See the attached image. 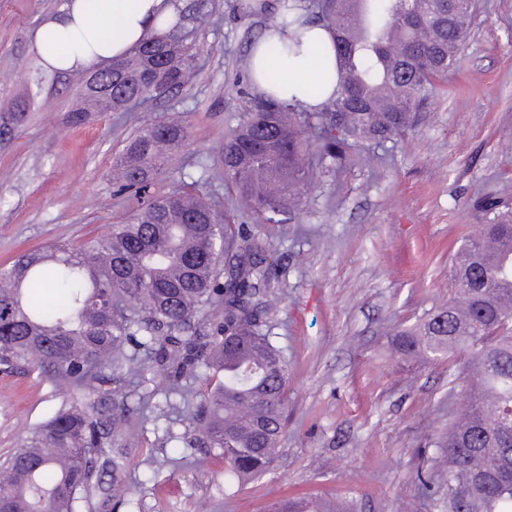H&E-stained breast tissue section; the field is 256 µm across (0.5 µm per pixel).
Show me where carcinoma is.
<instances>
[{
  "instance_id": "cac0c4a2",
  "label": "carcinoma",
  "mask_w": 512,
  "mask_h": 512,
  "mask_svg": "<svg viewBox=\"0 0 512 512\" xmlns=\"http://www.w3.org/2000/svg\"><path fill=\"white\" fill-rule=\"evenodd\" d=\"M475 0H282L284 26L329 30L335 86L317 112L262 100L224 143V177L261 224L295 213L314 166L341 168L362 145L412 129L437 84L447 81L467 38ZM204 47L171 38L142 44L113 63L112 111L130 112L191 84ZM14 101L0 117L7 136L26 118ZM171 120L141 129L116 158L113 180L142 192L187 141ZM494 214L461 246L448 306L421 326L395 334L405 361L467 355L481 374L471 402L453 411L430 475L448 477V512H512V257L486 243L512 242V211L486 198ZM236 259L224 274V256ZM274 302L266 247L243 225L221 218L198 182L147 195L132 216L78 246L34 249L0 269V365L36 364L64 389L87 391L35 427L0 460V512H80L120 484L127 454L121 433L136 418L129 393L156 370L169 374L164 403L187 395L186 379L208 385L178 436L188 448L224 458L238 479L273 462L284 425L288 361L270 341L265 316ZM324 499L286 498L277 512H352Z\"/></svg>"
}]
</instances>
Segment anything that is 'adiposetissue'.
I'll list each match as a JSON object with an SVG mask.
<instances>
[{
  "label": "adipose tissue",
  "mask_w": 512,
  "mask_h": 512,
  "mask_svg": "<svg viewBox=\"0 0 512 512\" xmlns=\"http://www.w3.org/2000/svg\"><path fill=\"white\" fill-rule=\"evenodd\" d=\"M178 13L176 0H64L58 14L46 17L32 31L31 40L42 63L50 69L102 70L136 46L166 34ZM298 39L308 46L330 44L329 34L322 27L306 26L296 32L270 24L252 47L250 83L262 97L286 104L297 101L307 111L315 112L322 101L309 96L306 87L335 74L334 58L311 65L302 55L286 53L270 58L264 51L266 42L285 47ZM270 69L284 73L281 86L266 81L265 73Z\"/></svg>",
  "instance_id": "obj_1"
}]
</instances>
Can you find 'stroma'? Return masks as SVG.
<instances>
[{
  "label": "stroma",
  "instance_id": "1",
  "mask_svg": "<svg viewBox=\"0 0 512 512\" xmlns=\"http://www.w3.org/2000/svg\"><path fill=\"white\" fill-rule=\"evenodd\" d=\"M64 0H0V113L24 98L23 125L0 139V265L51 243L82 244L138 206L118 192L112 164L141 128L179 116L188 130L151 187L198 180L220 214L250 227L270 254L278 298L266 320L290 376L286 428L272 468L224 482V463L200 456L183 433L199 382L187 384L168 419L151 413L124 432L122 486L131 501L93 499L92 512H268L283 497L342 500L355 512H394L417 500V470L435 454L467 392L459 359L399 360L391 331L418 325L453 294L450 270L463 241L490 215L486 197L512 204V0H476L470 33L447 82L413 129L355 150L341 171L319 170L301 209L283 224H258L224 181V140L260 101L245 62L272 11L242 0H178L179 35L206 46L194 82L136 112L74 116L84 73L43 65L33 28ZM35 366L0 370V456L67 400Z\"/></svg>",
  "mask_w": 512,
  "mask_h": 512
}]
</instances>
